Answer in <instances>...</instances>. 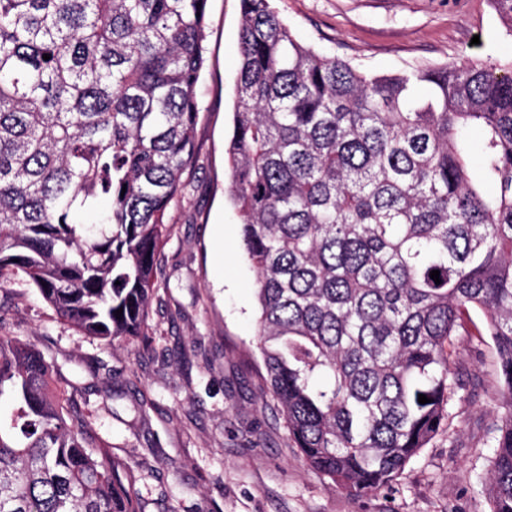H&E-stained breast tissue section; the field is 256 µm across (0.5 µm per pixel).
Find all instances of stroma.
I'll return each instance as SVG.
<instances>
[{"mask_svg":"<svg viewBox=\"0 0 512 512\" xmlns=\"http://www.w3.org/2000/svg\"><path fill=\"white\" fill-rule=\"evenodd\" d=\"M274 4L304 45L373 74L512 58V36L490 0ZM239 25L240 0H208L199 153L168 210L172 231L144 335L103 348L10 274L0 288V336L43 352L54 386L85 387L81 409L113 455L134 465L146 512H490L482 483L500 417L492 341L455 337L463 390L450 426L390 488L350 497L307 467L289 439L255 347V273L228 201Z\"/></svg>","mask_w":512,"mask_h":512,"instance_id":"obj_1","label":"stroma"}]
</instances>
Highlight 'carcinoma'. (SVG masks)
Returning <instances> with one entry per match:
<instances>
[{"instance_id": "1", "label": "carcinoma", "mask_w": 512, "mask_h": 512, "mask_svg": "<svg viewBox=\"0 0 512 512\" xmlns=\"http://www.w3.org/2000/svg\"><path fill=\"white\" fill-rule=\"evenodd\" d=\"M207 2L0 0V288L23 274L107 346L143 335L197 155ZM491 3L512 35V0ZM241 6L230 198L290 439L352 497L392 485L449 425L453 337L488 336L506 412L486 490L512 512V60L375 76L301 44L272 0ZM51 377L0 336V512H145Z\"/></svg>"}]
</instances>
